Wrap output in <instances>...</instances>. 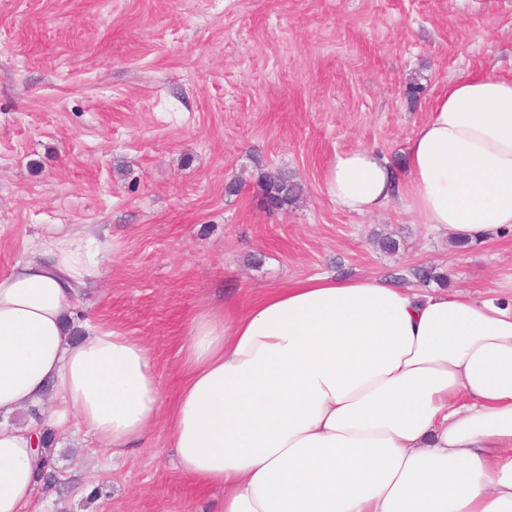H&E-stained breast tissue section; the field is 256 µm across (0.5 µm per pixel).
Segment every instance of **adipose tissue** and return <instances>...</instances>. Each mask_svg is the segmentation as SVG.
I'll list each match as a JSON object with an SVG mask.
<instances>
[{
  "label": "adipose tissue",
  "mask_w": 512,
  "mask_h": 512,
  "mask_svg": "<svg viewBox=\"0 0 512 512\" xmlns=\"http://www.w3.org/2000/svg\"><path fill=\"white\" fill-rule=\"evenodd\" d=\"M321 190L470 243L512 231V80L451 79L402 167L338 152ZM103 263L61 234L0 276V512L33 498L45 426L121 456L165 403L146 345L76 317ZM181 368L168 445L220 512H512V304L325 273L200 313Z\"/></svg>",
  "instance_id": "obj_1"
}]
</instances>
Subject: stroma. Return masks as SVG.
Listing matches in <instances>:
<instances>
[{
  "instance_id": "stroma-1",
  "label": "stroma",
  "mask_w": 512,
  "mask_h": 512,
  "mask_svg": "<svg viewBox=\"0 0 512 512\" xmlns=\"http://www.w3.org/2000/svg\"><path fill=\"white\" fill-rule=\"evenodd\" d=\"M463 73L512 79V0H0V275L51 234L95 232L104 271L80 313L143 342L170 398L193 319L228 296L244 307L319 273L410 286L426 264L449 290L511 299L512 233L460 251L398 205L356 216L321 191L338 151L401 165ZM259 166L302 196L266 212ZM53 450L57 480L25 512H218L224 498L177 468L163 422L118 459L75 427Z\"/></svg>"
}]
</instances>
